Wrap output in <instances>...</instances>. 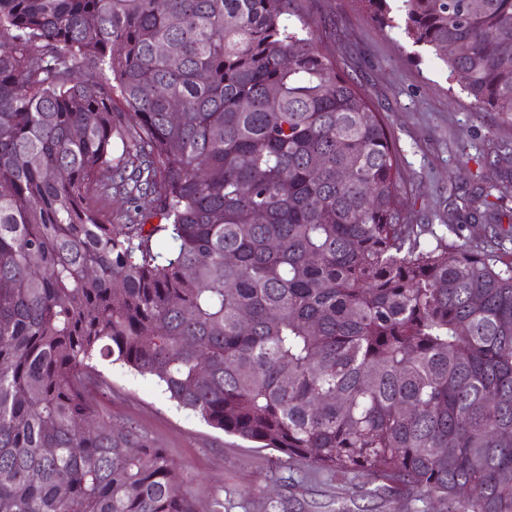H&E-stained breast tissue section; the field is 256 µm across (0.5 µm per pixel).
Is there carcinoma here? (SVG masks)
Instances as JSON below:
<instances>
[{
  "label": "carcinoma",
  "mask_w": 512,
  "mask_h": 512,
  "mask_svg": "<svg viewBox=\"0 0 512 512\" xmlns=\"http://www.w3.org/2000/svg\"><path fill=\"white\" fill-rule=\"evenodd\" d=\"M360 2L512 115V0ZM292 3L0 0V512H194L97 358L315 471L512 512V180L413 223Z\"/></svg>",
  "instance_id": "obj_1"
}]
</instances>
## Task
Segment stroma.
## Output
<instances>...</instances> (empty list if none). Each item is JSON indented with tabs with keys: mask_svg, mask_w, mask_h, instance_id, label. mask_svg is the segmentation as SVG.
<instances>
[{
	"mask_svg": "<svg viewBox=\"0 0 512 512\" xmlns=\"http://www.w3.org/2000/svg\"><path fill=\"white\" fill-rule=\"evenodd\" d=\"M319 44L339 69L368 94L399 152L402 189L418 224L450 218L455 200L478 183L487 152L512 150V120L450 91L448 73L433 53L412 45L399 28H380L359 0H295ZM110 388L94 393L103 416L131 423L165 448L186 475L184 491L196 512H335L340 504L361 512H445L432 499L404 503L390 494L370 497L374 479L352 482L314 473L280 453L257 448L213 429L172 403L150 377L117 364L97 365Z\"/></svg>",
	"mask_w": 512,
	"mask_h": 512,
	"instance_id": "stroma-1",
	"label": "stroma"
}]
</instances>
